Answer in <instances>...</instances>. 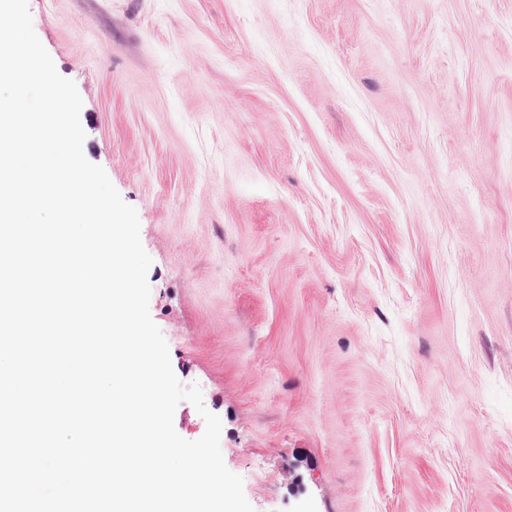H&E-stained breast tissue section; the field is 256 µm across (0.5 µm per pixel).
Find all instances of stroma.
I'll list each match as a JSON object with an SVG mask.
<instances>
[{
  "instance_id": "stroma-1",
  "label": "stroma",
  "mask_w": 512,
  "mask_h": 512,
  "mask_svg": "<svg viewBox=\"0 0 512 512\" xmlns=\"http://www.w3.org/2000/svg\"><path fill=\"white\" fill-rule=\"evenodd\" d=\"M28 7L254 512H512V0Z\"/></svg>"
}]
</instances>
